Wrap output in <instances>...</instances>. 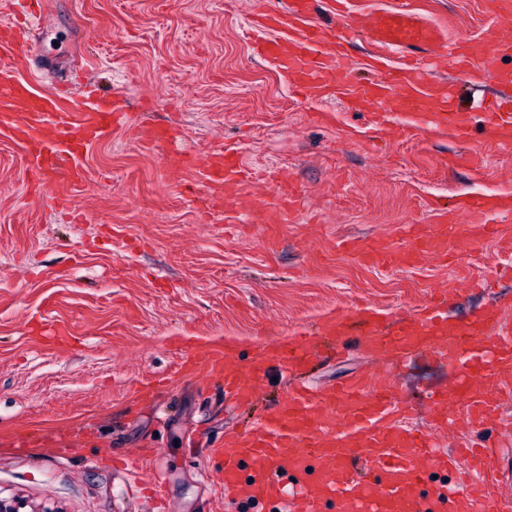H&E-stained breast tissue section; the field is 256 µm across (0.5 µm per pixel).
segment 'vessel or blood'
I'll list each match as a JSON object with an SVG mask.
<instances>
[{"label": "vessel or blood", "mask_w": 512, "mask_h": 512, "mask_svg": "<svg viewBox=\"0 0 512 512\" xmlns=\"http://www.w3.org/2000/svg\"><path fill=\"white\" fill-rule=\"evenodd\" d=\"M341 9L336 27L325 28L314 17L315 0H289L287 6L266 5L249 31H263L253 52L293 79L306 96L324 101L336 96L350 108L374 115L375 127L399 120L402 132L411 135L445 134L464 142L471 135V113L455 108L445 83L423 77L426 58L448 40L447 22L429 24L404 8L366 11L350 9L349 0H336ZM373 46L371 67L375 73L364 84L349 77L347 48L357 35ZM488 54L476 56L470 47L454 53L482 79L508 86L512 71L503 59L512 57V39L491 30ZM413 57L409 67L390 63L391 53ZM26 58L23 33L0 27V125L20 120L27 125L30 169L41 185L55 189V197L67 201L68 177L78 168L89 142L114 127L129 124L130 116L119 104L93 105L73 111L62 94L37 93L25 81L15 79L18 62ZM482 126L489 143L512 147V110L493 103L485 107ZM241 163L235 152L224 154L221 172L210 175V188L220 190L238 181ZM512 214V197L472 193L459 198L454 209L436 214L432 224L414 229L410 250L395 251L380 240H368L351 248L357 258L388 264L418 263L424 257L442 258L457 253L461 244L490 237L512 243V226L491 224V215ZM364 326L363 343L373 352L394 360L430 351L454 365L461 374L453 393H440L435 406L444 407L449 396L464 403L467 424H480L512 400V321L498 304H491L470 322H449L434 307L421 309L412 319L386 321L375 307H356ZM311 343L302 337L263 347L251 363L236 365L225 349L196 354V364L222 378L237 398L254 395L261 365L278 361L303 362ZM406 411L390 383L379 377L359 376L318 391L298 389L267 417L255 432L234 436L225 444L224 468L218 480L224 488H245L255 498L292 494L294 512H322L333 501L338 512H434L448 502L462 503L464 512H496L500 481L491 477L479 483L460 482L453 490L435 489L432 502L413 496L424 479L421 459L433 457L437 466L452 469L462 458L474 467L485 465L486 452L458 448L434 456L430 435L404 423ZM250 461L252 479L241 480V463ZM381 473L370 482L358 476L359 466ZM294 475L293 486L280 481Z\"/></svg>", "instance_id": "b4317fda"}]
</instances>
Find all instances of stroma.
I'll return each instance as SVG.
<instances>
[{
	"label": "stroma",
	"mask_w": 512,
	"mask_h": 512,
	"mask_svg": "<svg viewBox=\"0 0 512 512\" xmlns=\"http://www.w3.org/2000/svg\"><path fill=\"white\" fill-rule=\"evenodd\" d=\"M425 21L447 19L450 38L489 51L493 21L482 0H406ZM28 37L35 90L74 83L85 96L119 95L131 123L106 133L81 159L69 206L54 205L32 176L24 143L0 131V497L51 512H291L289 499L225 493L218 482L227 435L245 430L290 387L275 361L259 372V396L239 405L205 376L174 378L200 344L232 343L237 362L259 346L314 329L356 303L412 313L433 289L460 280L447 301L464 322L491 300L512 301V250L484 239L452 262L364 264L343 239L408 248L409 226L431 223L433 205L457 194L512 195V150L427 135L362 138L369 115L314 102L254 56L242 36L259 0H43ZM437 76L466 109L502 94L451 64ZM156 125L184 151L165 173ZM232 149L253 177L228 212L212 207L204 164ZM457 156L454 167L443 166ZM295 187V222L265 224L257 203ZM490 267L486 287L466 279ZM350 324L303 372L323 386L378 372L382 361ZM409 426L450 449L492 444L507 474L498 512H512V405L494 422L435 428L432 392L456 377L436 355L392 367Z\"/></svg>",
	"instance_id": "1"
}]
</instances>
